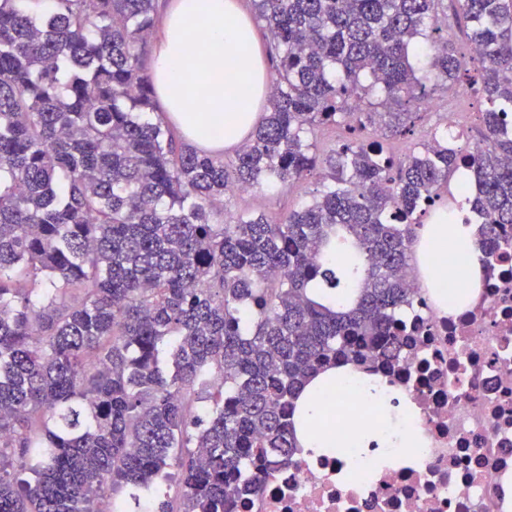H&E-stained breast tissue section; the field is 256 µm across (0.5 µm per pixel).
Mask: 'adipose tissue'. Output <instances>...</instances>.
<instances>
[{
	"instance_id": "obj_1",
	"label": "adipose tissue",
	"mask_w": 512,
	"mask_h": 512,
	"mask_svg": "<svg viewBox=\"0 0 512 512\" xmlns=\"http://www.w3.org/2000/svg\"><path fill=\"white\" fill-rule=\"evenodd\" d=\"M151 75L160 109L184 138L220 156L238 146L258 125L267 98L263 53L252 21L240 0H171L152 49ZM476 225H426L423 245H440L457 256L449 284L464 283L465 300H473L483 274L482 253L475 244ZM356 384L359 395L380 408L375 425H354L335 432L323 424L330 384ZM378 377L353 366L326 368L301 389L296 437L304 459H336V478L345 481L360 467L373 472L420 460L422 439L410 420L411 402Z\"/></svg>"
}]
</instances>
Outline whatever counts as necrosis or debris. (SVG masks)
Returning <instances> with one entry per match:
<instances>
[{"label": "necrosis or debris", "instance_id": "necrosis-or-debris-1", "mask_svg": "<svg viewBox=\"0 0 512 512\" xmlns=\"http://www.w3.org/2000/svg\"><path fill=\"white\" fill-rule=\"evenodd\" d=\"M408 281L415 301L400 318L404 359L364 370L414 402L422 466L340 483L333 458L273 460L260 492L233 512H512L501 494L512 475V254L491 261L478 297L453 315L423 285L419 266Z\"/></svg>", "mask_w": 512, "mask_h": 512}]
</instances>
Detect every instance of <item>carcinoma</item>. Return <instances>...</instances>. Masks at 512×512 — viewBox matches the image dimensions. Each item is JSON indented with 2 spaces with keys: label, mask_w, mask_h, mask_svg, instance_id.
<instances>
[{
  "label": "carcinoma",
  "mask_w": 512,
  "mask_h": 512,
  "mask_svg": "<svg viewBox=\"0 0 512 512\" xmlns=\"http://www.w3.org/2000/svg\"><path fill=\"white\" fill-rule=\"evenodd\" d=\"M165 2L0 0V512H231L261 462L292 459L314 374L400 345L454 173L478 186L483 257L512 252V0H251L269 108L229 160L146 118ZM460 21L485 149L462 158L445 125L397 158L381 138L460 87ZM350 117L379 139L341 144L311 203L224 220L232 188L311 174L320 129Z\"/></svg>",
  "instance_id": "cac0c4a2"
}]
</instances>
